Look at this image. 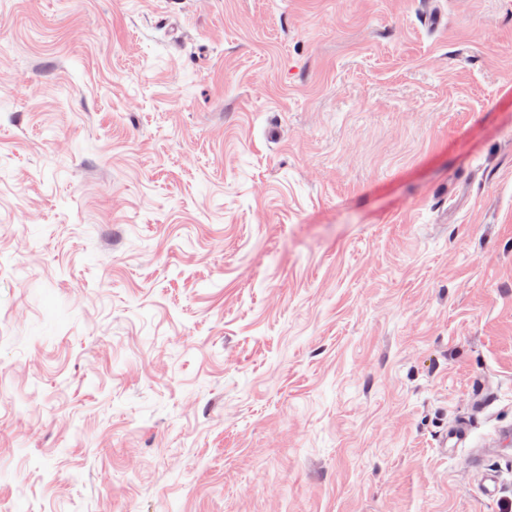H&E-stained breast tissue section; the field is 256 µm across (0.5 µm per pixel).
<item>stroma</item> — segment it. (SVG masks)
<instances>
[{
	"label": "stroma",
	"mask_w": 512,
	"mask_h": 512,
	"mask_svg": "<svg viewBox=\"0 0 512 512\" xmlns=\"http://www.w3.org/2000/svg\"><path fill=\"white\" fill-rule=\"evenodd\" d=\"M506 428L512 0H0V512H502Z\"/></svg>",
	"instance_id": "obj_1"
}]
</instances>
